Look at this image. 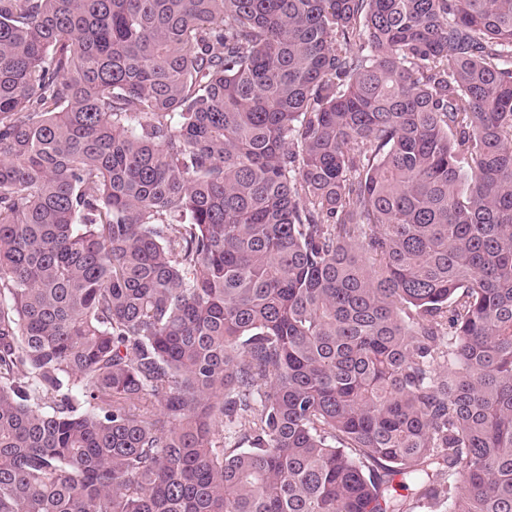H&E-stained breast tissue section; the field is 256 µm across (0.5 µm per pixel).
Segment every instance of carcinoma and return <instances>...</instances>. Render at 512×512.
<instances>
[{
    "label": "carcinoma",
    "mask_w": 512,
    "mask_h": 512,
    "mask_svg": "<svg viewBox=\"0 0 512 512\" xmlns=\"http://www.w3.org/2000/svg\"><path fill=\"white\" fill-rule=\"evenodd\" d=\"M416 505L512 512V0H0V512Z\"/></svg>",
    "instance_id": "carcinoma-1"
}]
</instances>
